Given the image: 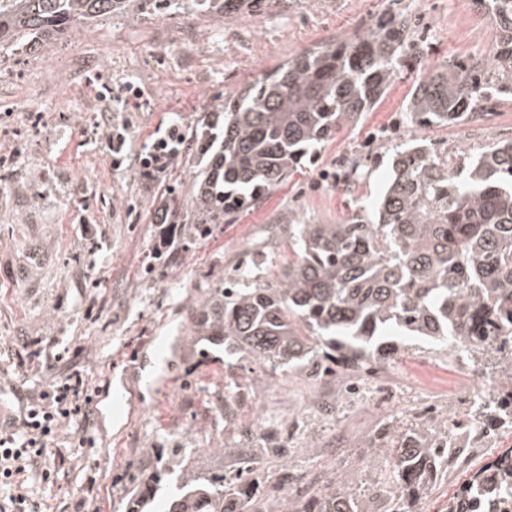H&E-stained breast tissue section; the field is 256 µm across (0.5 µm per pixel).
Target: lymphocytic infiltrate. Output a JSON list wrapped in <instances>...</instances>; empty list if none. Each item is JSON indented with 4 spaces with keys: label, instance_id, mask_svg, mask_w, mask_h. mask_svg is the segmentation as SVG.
I'll list each match as a JSON object with an SVG mask.
<instances>
[{
    "label": "lymphocytic infiltrate",
    "instance_id": "obj_1",
    "mask_svg": "<svg viewBox=\"0 0 512 512\" xmlns=\"http://www.w3.org/2000/svg\"><path fill=\"white\" fill-rule=\"evenodd\" d=\"M183 142L175 124L153 139L140 156L143 178L153 181L164 174L180 155ZM93 401L88 380L77 371L28 396L18 423L0 432V512H34L26 485L29 474L46 483L54 480V472L42 461L61 436L81 446L89 443Z\"/></svg>",
    "mask_w": 512,
    "mask_h": 512
}]
</instances>
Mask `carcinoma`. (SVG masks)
Instances as JSON below:
<instances>
[{
	"mask_svg": "<svg viewBox=\"0 0 512 512\" xmlns=\"http://www.w3.org/2000/svg\"><path fill=\"white\" fill-rule=\"evenodd\" d=\"M230 0H191L215 20ZM495 20L489 62L444 60L414 84L406 112L425 126L463 119L483 101L512 96V0H475ZM183 0H0V54L69 34L113 15L148 17L159 4ZM412 20L398 13L352 38L307 49L222 103V134L205 124L190 146L219 149L198 170L189 223L205 237L210 225L262 200L312 157L317 146L370 111L396 69L426 52ZM293 259L275 286L228 282L208 288L190 312V333L224 346V370L243 354L253 363L289 369L321 359L343 369L392 359L409 337L442 346L492 369L497 386L478 395V413L457 421L485 431L512 429V141L475 157L427 144L396 151L373 217L348 224L288 223ZM389 483L395 512H419L442 471L460 454L434 429L415 426L389 437ZM171 476L156 471L138 484L127 512H143ZM166 512H368L343 477L297 502L261 501L252 462L228 477L183 471ZM448 512H512V448L487 462L448 498Z\"/></svg>",
	"mask_w": 512,
	"mask_h": 512,
	"instance_id": "obj_1",
	"label": "carcinoma"
}]
</instances>
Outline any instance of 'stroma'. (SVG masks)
Segmentation results:
<instances>
[{"label":"stroma","instance_id":"obj_1","mask_svg":"<svg viewBox=\"0 0 512 512\" xmlns=\"http://www.w3.org/2000/svg\"><path fill=\"white\" fill-rule=\"evenodd\" d=\"M396 12L415 21L428 51L423 68H402L370 112L321 144L259 206L200 239L187 204L207 157L188 150L159 181L141 178L140 151L170 123L191 135L245 83ZM494 51L490 16L473 19L464 0H259L221 22L191 9L100 19L50 40L39 55L0 57V156L8 158L0 165V419L18 418V391L41 383L24 365L34 349L60 355L54 375L81 371L96 400L94 447L62 443L45 460L56 483L29 480L43 512H75L90 475L102 512H126L134 480L162 466L229 472L249 458L265 499L303 501L347 476L369 512H393L382 430L436 424L463 382L482 392L488 374L415 339L390 361L333 376L306 365L257 370L243 358L235 373L244 395L228 422L224 352L202 357L188 311L201 289L235 277L248 259L257 264L254 282L276 285L291 256L289 216L344 224L356 206L373 207L394 148L431 142L475 156L512 140V101L488 104L479 129L462 120L424 130L407 118L424 68ZM129 85L140 98H123ZM114 121L128 123L131 139L118 170L104 135ZM355 159L358 176L338 183ZM171 201L174 243L165 248L166 228L154 215ZM269 431L281 436L288 460L261 453ZM505 448L510 429L463 449L421 512H444L456 489Z\"/></svg>","mask_w":512,"mask_h":512}]
</instances>
